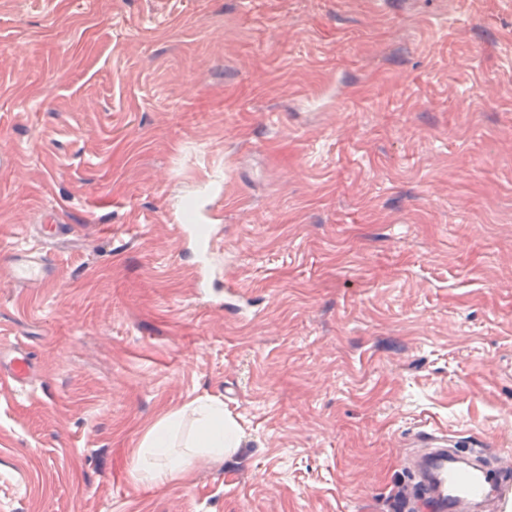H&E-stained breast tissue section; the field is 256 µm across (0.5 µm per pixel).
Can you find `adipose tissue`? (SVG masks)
I'll return each mask as SVG.
<instances>
[{
  "mask_svg": "<svg viewBox=\"0 0 512 512\" xmlns=\"http://www.w3.org/2000/svg\"><path fill=\"white\" fill-rule=\"evenodd\" d=\"M242 431L223 402L197 399L159 420L142 438L135 459L139 478L161 482L191 459L223 457L240 447Z\"/></svg>",
  "mask_w": 512,
  "mask_h": 512,
  "instance_id": "1",
  "label": "adipose tissue"
}]
</instances>
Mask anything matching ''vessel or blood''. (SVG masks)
<instances>
[{
    "instance_id": "1",
    "label": "vessel or blood",
    "mask_w": 512,
    "mask_h": 512,
    "mask_svg": "<svg viewBox=\"0 0 512 512\" xmlns=\"http://www.w3.org/2000/svg\"><path fill=\"white\" fill-rule=\"evenodd\" d=\"M209 225L207 213H197L191 223L181 225L184 236L193 238L199 253L198 267L205 279L214 274L213 236H200ZM35 230L42 242L60 240L67 233L56 210L41 212ZM9 279L14 286L26 287L47 283L53 268L46 254L39 250H16L7 260ZM34 370L29 352L17 348L9 359L0 358V388L24 386ZM416 452L407 459L410 480L403 489L406 512H418L428 505L433 512H472L484 502L494 504L496 512H504L512 500V464L494 457L491 462L478 460L483 441L473 439L466 446L449 443L447 436L424 432L415 440Z\"/></svg>"
}]
</instances>
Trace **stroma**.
Wrapping results in <instances>:
<instances>
[{
    "instance_id": "35a3bbf8",
    "label": "stroma",
    "mask_w": 512,
    "mask_h": 512,
    "mask_svg": "<svg viewBox=\"0 0 512 512\" xmlns=\"http://www.w3.org/2000/svg\"><path fill=\"white\" fill-rule=\"evenodd\" d=\"M59 206L0 512H396L420 430L512 449V0H0V256ZM199 397L241 448L139 479ZM210 219L211 217L206 212L200 211L195 215L194 220L190 224H178V227L185 237L194 239L195 249L198 251L200 258L198 267L203 277H205L206 283L213 287L224 288V306L235 310L236 305H234L231 300L240 297L246 292V289L243 288L235 277L227 273H225V276L223 275L222 281L212 278L214 274V264L212 260L215 254L214 234L212 231L205 237L198 235L199 229L213 226L208 222Z\"/></svg>"
}]
</instances>
